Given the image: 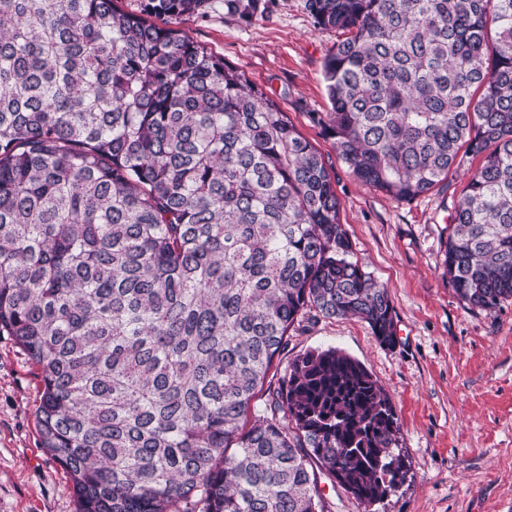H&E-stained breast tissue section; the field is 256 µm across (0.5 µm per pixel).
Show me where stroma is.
<instances>
[{
  "label": "stroma",
  "mask_w": 512,
  "mask_h": 512,
  "mask_svg": "<svg viewBox=\"0 0 512 512\" xmlns=\"http://www.w3.org/2000/svg\"><path fill=\"white\" fill-rule=\"evenodd\" d=\"M304 3L266 0L262 14L243 22L212 0L181 28L269 93L322 156L353 257L387 287L395 309L393 348L356 318L317 317L290 332L285 359L333 347L373 374L409 463L398 491L369 508L320 475L324 512H512V299L482 310L443 275L454 202L481 160L467 158L449 186L409 202L359 182L314 119L329 108L323 63L341 35L315 29ZM41 391L38 367L1 335L0 512H77L71 481L37 432Z\"/></svg>",
  "instance_id": "35a3bbf8"
}]
</instances>
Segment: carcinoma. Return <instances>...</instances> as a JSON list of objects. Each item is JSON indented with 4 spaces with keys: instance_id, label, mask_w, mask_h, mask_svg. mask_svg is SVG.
<instances>
[{
    "instance_id": "obj_1",
    "label": "carcinoma",
    "mask_w": 512,
    "mask_h": 512,
    "mask_svg": "<svg viewBox=\"0 0 512 512\" xmlns=\"http://www.w3.org/2000/svg\"><path fill=\"white\" fill-rule=\"evenodd\" d=\"M208 5L0 0V335L40 370L41 443L78 512H324L316 466L381 503L407 473L383 387L334 348L277 360L312 312L394 347L391 299L351 259L320 154L177 28ZM260 7L224 0L245 22ZM305 7L344 34L317 121L360 182L411 201L483 157L444 275L494 311L512 299V0Z\"/></svg>"
}]
</instances>
